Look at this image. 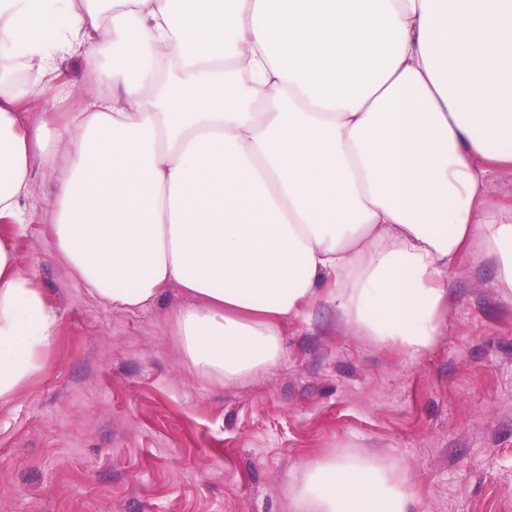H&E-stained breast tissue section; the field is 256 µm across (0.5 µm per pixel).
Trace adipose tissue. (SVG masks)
Returning a JSON list of instances; mask_svg holds the SVG:
<instances>
[{
  "label": "adipose tissue",
  "instance_id": "1",
  "mask_svg": "<svg viewBox=\"0 0 512 512\" xmlns=\"http://www.w3.org/2000/svg\"><path fill=\"white\" fill-rule=\"evenodd\" d=\"M79 57L86 105L30 121ZM72 276L124 312L169 287L210 381L269 374L320 301L411 358L447 276L489 261L512 300V0H0V404L43 367L58 312L14 238L40 172ZM295 512H417L406 472L301 463ZM489 200L496 205L510 204L512 201V172H500L492 178Z\"/></svg>",
  "mask_w": 512,
  "mask_h": 512
}]
</instances>
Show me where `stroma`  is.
I'll use <instances>...</instances> for the list:
<instances>
[{
    "label": "stroma",
    "instance_id": "1",
    "mask_svg": "<svg viewBox=\"0 0 512 512\" xmlns=\"http://www.w3.org/2000/svg\"><path fill=\"white\" fill-rule=\"evenodd\" d=\"M36 182L19 258L57 309L43 370L0 406V512H292L301 462L406 470L418 512H512V302L490 262L448 274L445 330L414 360L340 329L327 304L244 384L189 368L153 308L100 304L70 275Z\"/></svg>",
    "mask_w": 512,
    "mask_h": 512
}]
</instances>
